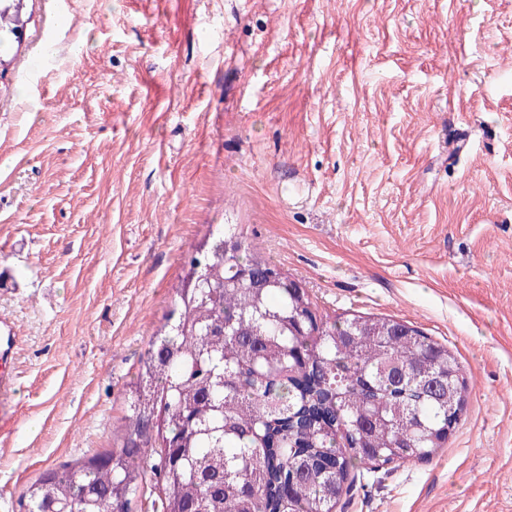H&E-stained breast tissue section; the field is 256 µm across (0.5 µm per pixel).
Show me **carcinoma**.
<instances>
[{
    "label": "carcinoma",
    "mask_w": 512,
    "mask_h": 512,
    "mask_svg": "<svg viewBox=\"0 0 512 512\" xmlns=\"http://www.w3.org/2000/svg\"><path fill=\"white\" fill-rule=\"evenodd\" d=\"M293 284L231 228L212 236L145 351L120 447L45 471L17 512H127L147 478L162 512H336L363 471L433 456L463 409L458 358L394 319L320 316Z\"/></svg>",
    "instance_id": "carcinoma-1"
}]
</instances>
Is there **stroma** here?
Here are the masks:
<instances>
[{"instance_id":"35a3bbf8","label":"stroma","mask_w":512,"mask_h":512,"mask_svg":"<svg viewBox=\"0 0 512 512\" xmlns=\"http://www.w3.org/2000/svg\"><path fill=\"white\" fill-rule=\"evenodd\" d=\"M0 73V512L117 447L126 389L220 224L320 313L465 367L446 448L337 512H512V0H27ZM21 345L15 323L7 317L0 321V393L13 388L17 376L15 359Z\"/></svg>"}]
</instances>
